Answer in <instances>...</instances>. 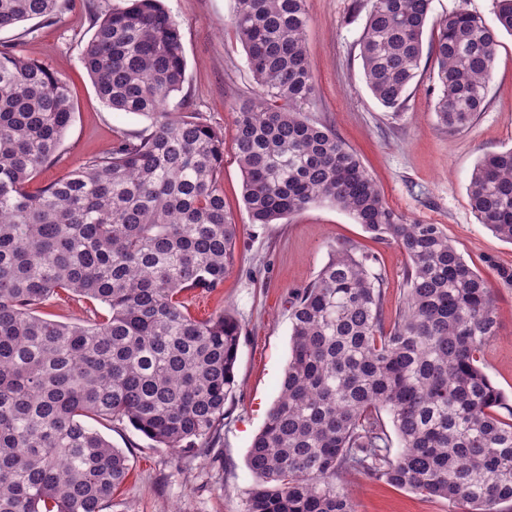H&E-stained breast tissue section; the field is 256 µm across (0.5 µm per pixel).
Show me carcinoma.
Segmentation results:
<instances>
[{
  "label": "carcinoma",
  "instance_id": "1",
  "mask_svg": "<svg viewBox=\"0 0 512 512\" xmlns=\"http://www.w3.org/2000/svg\"><path fill=\"white\" fill-rule=\"evenodd\" d=\"M306 2L235 0L232 24L259 87L233 116L245 208L253 224L319 201L349 212L405 253V297L385 325L378 259L349 244L294 294L291 357L248 452L256 483L245 512H354L338 483L352 470L498 512L512 501V405L479 365L498 332L494 296L442 225L393 210L346 143L309 119ZM370 2L363 71L397 113L418 76L432 0ZM494 4L496 25L461 5L431 37L434 111L450 131L483 111L499 34L512 35V0ZM62 8L0 0V29ZM93 27L81 62L99 97L151 123L34 191L75 105L62 75L0 50V512H104L130 460L89 421H125L156 448L205 456L236 387L238 321L199 320L186 300L224 285L238 224L221 185L224 136L166 109L184 105L180 25L163 0H127ZM468 196L480 223L512 243V148L479 160ZM61 291L109 315L39 316Z\"/></svg>",
  "mask_w": 512,
  "mask_h": 512
}]
</instances>
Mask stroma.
I'll return each instance as SVG.
<instances>
[{"instance_id": "35a3bbf8", "label": "stroma", "mask_w": 512, "mask_h": 512, "mask_svg": "<svg viewBox=\"0 0 512 512\" xmlns=\"http://www.w3.org/2000/svg\"><path fill=\"white\" fill-rule=\"evenodd\" d=\"M121 2L67 0L51 21L0 30V44L65 74L75 102L57 156L33 187L76 170L111 147L116 133L135 135L149 124L146 117L106 107L81 64L94 32L91 12L104 13ZM165 3L181 25L187 61L183 113L224 134V202L239 226L235 260L223 288L196 292L190 310L199 318L227 310L240 324L237 387L207 457L153 447L126 423L99 424V431L131 459L130 474L108 512H245L247 492L255 482L248 451L279 394L291 355L292 293L313 282L332 246L347 243L378 255L386 280L383 312L390 322L404 297L407 258L396 245L371 239L348 212L327 202L280 224L251 223L242 202L232 114L254 97L257 86L229 26L234 0ZM369 8L368 0H307L306 46L315 78L309 117L330 127L357 153L390 207L408 218L443 225L458 252L487 279L499 329L483 349L480 364L512 403V285L502 283L489 267L493 261L512 267V243L479 223L467 193L477 161L512 148V35H499L484 111L468 128L451 132L434 112L439 86L432 57L422 58L399 114L387 112L373 98L358 45ZM340 482L355 512H463L448 500L398 489L363 472L343 473Z\"/></svg>"}]
</instances>
